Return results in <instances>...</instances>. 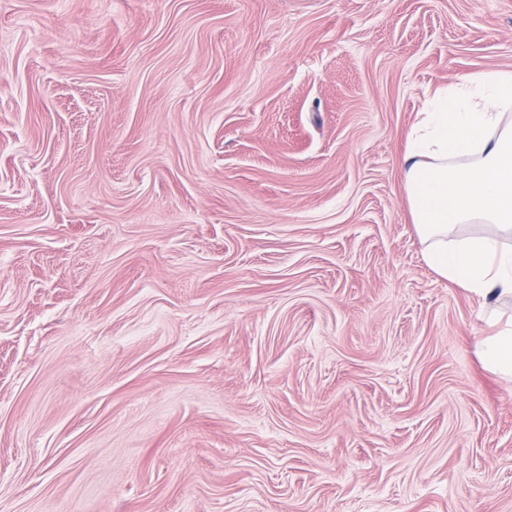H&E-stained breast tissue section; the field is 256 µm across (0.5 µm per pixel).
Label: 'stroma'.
Wrapping results in <instances>:
<instances>
[{
	"mask_svg": "<svg viewBox=\"0 0 512 512\" xmlns=\"http://www.w3.org/2000/svg\"><path fill=\"white\" fill-rule=\"evenodd\" d=\"M493 71L512 0H0V512H512L401 169Z\"/></svg>",
	"mask_w": 512,
	"mask_h": 512,
	"instance_id": "obj_1",
	"label": "stroma"
}]
</instances>
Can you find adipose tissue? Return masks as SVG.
Returning a JSON list of instances; mask_svg holds the SVG:
<instances>
[{
	"label": "adipose tissue",
	"mask_w": 512,
	"mask_h": 512,
	"mask_svg": "<svg viewBox=\"0 0 512 512\" xmlns=\"http://www.w3.org/2000/svg\"><path fill=\"white\" fill-rule=\"evenodd\" d=\"M512 72L474 74L439 91L408 137L404 189L425 263L480 295L512 296V249L457 237L461 224L512 232Z\"/></svg>",
	"instance_id": "adipose-tissue-1"
}]
</instances>
